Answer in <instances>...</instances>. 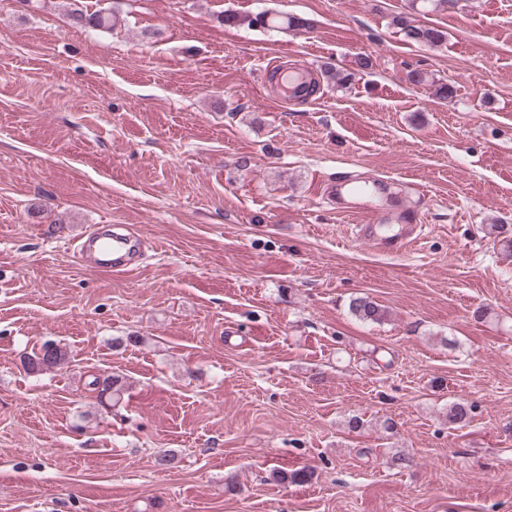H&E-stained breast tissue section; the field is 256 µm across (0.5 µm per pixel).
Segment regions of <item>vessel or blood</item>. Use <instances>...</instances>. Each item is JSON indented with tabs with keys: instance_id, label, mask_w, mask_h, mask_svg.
<instances>
[{
	"instance_id": "obj_1",
	"label": "vessel or blood",
	"mask_w": 512,
	"mask_h": 512,
	"mask_svg": "<svg viewBox=\"0 0 512 512\" xmlns=\"http://www.w3.org/2000/svg\"><path fill=\"white\" fill-rule=\"evenodd\" d=\"M338 213L358 218L357 237L385 252H397L413 242L417 214L425 203L418 195L399 200L385 179H371L369 187H357L354 179L339 177L324 186ZM144 244L132 232L113 231L105 224L82 236L77 255L97 271L130 274L141 265Z\"/></svg>"
}]
</instances>
